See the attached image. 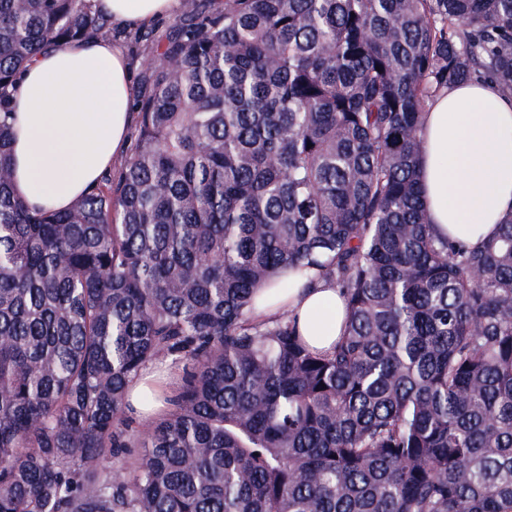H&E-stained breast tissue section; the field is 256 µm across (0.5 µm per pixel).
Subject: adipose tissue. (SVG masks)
Listing matches in <instances>:
<instances>
[{
    "label": "adipose tissue",
    "instance_id": "1",
    "mask_svg": "<svg viewBox=\"0 0 512 512\" xmlns=\"http://www.w3.org/2000/svg\"><path fill=\"white\" fill-rule=\"evenodd\" d=\"M114 25L136 28L169 18L182 0H99ZM13 103L12 186L36 208L63 210L109 173L130 143L135 84L124 49L92 38L49 48L25 64ZM421 137L423 202L438 232L470 245L512 213V95L468 82L431 104ZM297 317L304 340L330 349L345 304L332 283L265 294L253 310L270 322Z\"/></svg>",
    "mask_w": 512,
    "mask_h": 512
}]
</instances>
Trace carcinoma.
Wrapping results in <instances>:
<instances>
[{"label": "carcinoma", "instance_id": "carcinoma-1", "mask_svg": "<svg viewBox=\"0 0 512 512\" xmlns=\"http://www.w3.org/2000/svg\"><path fill=\"white\" fill-rule=\"evenodd\" d=\"M113 30L0 0V512H512V214L441 237L417 173L437 96L512 92V0H184L117 175L33 209L17 76ZM285 274L345 297L329 351L251 319ZM166 359L142 431L129 383Z\"/></svg>", "mask_w": 512, "mask_h": 512}]
</instances>
